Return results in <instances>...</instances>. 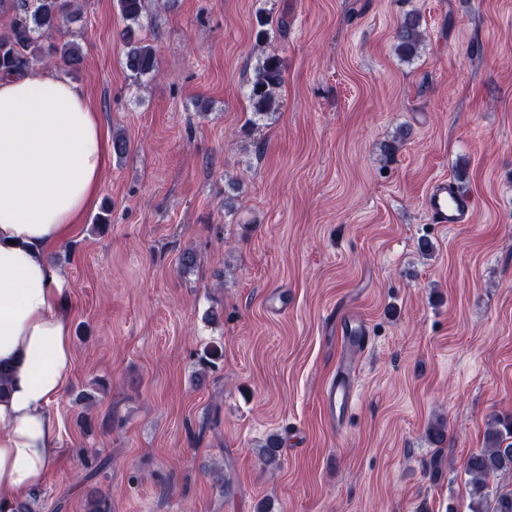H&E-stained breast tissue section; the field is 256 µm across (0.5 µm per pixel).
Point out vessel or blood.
<instances>
[{
    "label": "vessel or blood",
    "instance_id": "obj_1",
    "mask_svg": "<svg viewBox=\"0 0 512 512\" xmlns=\"http://www.w3.org/2000/svg\"><path fill=\"white\" fill-rule=\"evenodd\" d=\"M474 208L472 196L447 178L438 180L425 199V210L434 224L469 223ZM335 328L341 351L336 360V369L323 388V409L328 420L339 425L355 403L352 354L366 350L370 336L364 318L353 311L341 313L336 319Z\"/></svg>",
    "mask_w": 512,
    "mask_h": 512
}]
</instances>
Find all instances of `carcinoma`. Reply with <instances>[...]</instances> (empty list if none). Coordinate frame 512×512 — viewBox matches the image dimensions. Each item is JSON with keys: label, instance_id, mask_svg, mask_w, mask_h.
<instances>
[{"label": "carcinoma", "instance_id": "cac0c4a2", "mask_svg": "<svg viewBox=\"0 0 512 512\" xmlns=\"http://www.w3.org/2000/svg\"><path fill=\"white\" fill-rule=\"evenodd\" d=\"M116 4L125 22L122 30L125 68L130 77L138 81L157 71L155 47L137 33L145 0H116ZM78 13L79 9L71 0H9L8 15L0 24V74H18L54 57L60 60L66 73L78 71L83 63L81 45L48 41L43 37L76 18ZM395 40V50L400 56H412L424 40L420 16L406 14L395 31ZM282 84L280 58L275 54L266 55L259 61L249 89L254 115L262 117L270 112L276 105V94ZM427 436L433 445L441 446L447 438L446 422L431 423ZM280 455L279 438L267 437L262 446L264 462L275 466ZM465 471L472 485L470 512H488L484 502L489 481L500 473L512 472V414L499 415L487 424L485 447L469 456Z\"/></svg>", "mask_w": 512, "mask_h": 512}]
</instances>
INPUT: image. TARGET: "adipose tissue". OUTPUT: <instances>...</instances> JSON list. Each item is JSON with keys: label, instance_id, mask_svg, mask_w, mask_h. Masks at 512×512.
Wrapping results in <instances>:
<instances>
[{"label": "adipose tissue", "instance_id": "1", "mask_svg": "<svg viewBox=\"0 0 512 512\" xmlns=\"http://www.w3.org/2000/svg\"><path fill=\"white\" fill-rule=\"evenodd\" d=\"M109 142L84 89L34 69L0 76V494L39 489L60 451L51 405L74 363L65 279L46 257L98 203Z\"/></svg>", "mask_w": 512, "mask_h": 512}]
</instances>
